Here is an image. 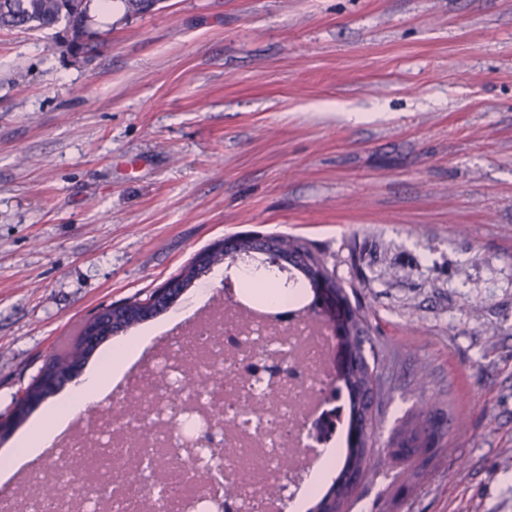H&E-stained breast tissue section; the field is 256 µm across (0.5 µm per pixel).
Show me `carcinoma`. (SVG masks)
<instances>
[{"mask_svg": "<svg viewBox=\"0 0 512 512\" xmlns=\"http://www.w3.org/2000/svg\"><path fill=\"white\" fill-rule=\"evenodd\" d=\"M94 0H0L1 29H52L63 25V30L78 32L91 26L92 4ZM159 0H121L126 16H137L150 11ZM233 249L236 257L250 258L252 254L263 250L275 256L288 253L294 257L289 266L296 270L300 278L313 284L321 278L327 286L336 290V294L350 301V293L343 282L331 272L321 255L314 252L308 243L300 238L279 236L265 237L258 234H242L235 237ZM205 262L193 259L180 272L172 277L164 287L140 299L136 296L117 304H111L91 319V322H105L118 332L135 325L132 314L143 308L157 314L172 302L185 287L198 280L214 265L225 262L224 249L212 247L203 251ZM351 321L345 329L340 342L347 345L354 355L342 381L349 398V416L346 431L344 460L336 479L327 492L309 512H345L352 498L345 496L338 487L339 479L347 471L357 472L366 478L372 468L371 457L374 447V429L376 418L385 400V392L379 372V358L372 339L369 337L368 317L359 304L350 307ZM86 336H77L74 343L64 351L52 356L41 368L39 377L25 388L29 399L42 401L51 397L55 390L44 384L42 378L53 377L63 383L68 380L73 364L86 361L84 343ZM439 426L434 419L420 410L410 422L398 430L393 448L386 456L378 457L376 466L384 467L388 459L408 461L423 451L421 438L431 439L438 434Z\"/></svg>", "mask_w": 512, "mask_h": 512, "instance_id": "carcinoma-1", "label": "carcinoma"}]
</instances>
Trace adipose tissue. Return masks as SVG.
I'll use <instances>...</instances> for the list:
<instances>
[{
    "mask_svg": "<svg viewBox=\"0 0 512 512\" xmlns=\"http://www.w3.org/2000/svg\"><path fill=\"white\" fill-rule=\"evenodd\" d=\"M146 343L147 339L143 336L119 342L96 369L89 371L82 382L69 391L64 401L51 403L47 422L29 427L19 440L16 453L0 469V478L9 479L17 469L34 462L44 448L50 447L66 429L76 413L103 398L118 385L137 361Z\"/></svg>",
    "mask_w": 512,
    "mask_h": 512,
    "instance_id": "1",
    "label": "adipose tissue"
}]
</instances>
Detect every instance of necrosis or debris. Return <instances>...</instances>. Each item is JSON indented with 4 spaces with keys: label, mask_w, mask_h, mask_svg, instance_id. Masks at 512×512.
<instances>
[{
    "label": "necrosis or debris",
    "mask_w": 512,
    "mask_h": 512,
    "mask_svg": "<svg viewBox=\"0 0 512 512\" xmlns=\"http://www.w3.org/2000/svg\"><path fill=\"white\" fill-rule=\"evenodd\" d=\"M325 373V343L296 301L250 319L225 305L156 350L0 512H286L339 432L322 420ZM201 435L205 476L178 453Z\"/></svg>",
    "instance_id": "necrosis-or-debris-1"
}]
</instances>
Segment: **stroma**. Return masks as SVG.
<instances>
[{
	"label": "stroma",
	"mask_w": 512,
	"mask_h": 512,
	"mask_svg": "<svg viewBox=\"0 0 512 512\" xmlns=\"http://www.w3.org/2000/svg\"><path fill=\"white\" fill-rule=\"evenodd\" d=\"M93 29L79 59L0 29V417L99 308L293 234L368 310L375 452L422 405L445 424L349 512H512V0H160Z\"/></svg>",
	"instance_id": "35a3bbf8"
}]
</instances>
